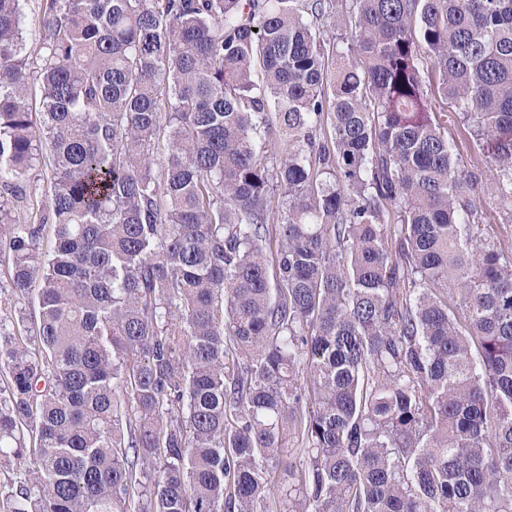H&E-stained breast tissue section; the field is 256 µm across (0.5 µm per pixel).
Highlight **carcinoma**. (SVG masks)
<instances>
[{"mask_svg":"<svg viewBox=\"0 0 512 512\" xmlns=\"http://www.w3.org/2000/svg\"><path fill=\"white\" fill-rule=\"evenodd\" d=\"M340 8L46 0L33 73L0 0V246L38 307L0 331V471L35 467L0 512H512V256L440 121L512 208V0H349L344 50ZM448 136L454 141L455 153L469 171L478 176L476 187L477 200L485 211L494 216L491 219L502 248L512 251V217L500 202L494 175L495 166L487 158L488 150L473 132V127L460 119L452 104H448ZM50 177V166L48 159L44 164L42 158L37 162L35 168L25 177L20 178L18 183L23 188L22 198L11 204L13 211L20 221L30 219L32 213L38 209V206L46 200L47 179ZM33 214V215H34Z\"/></svg>","mask_w":512,"mask_h":512,"instance_id":"obj_1","label":"carcinoma"}]
</instances>
